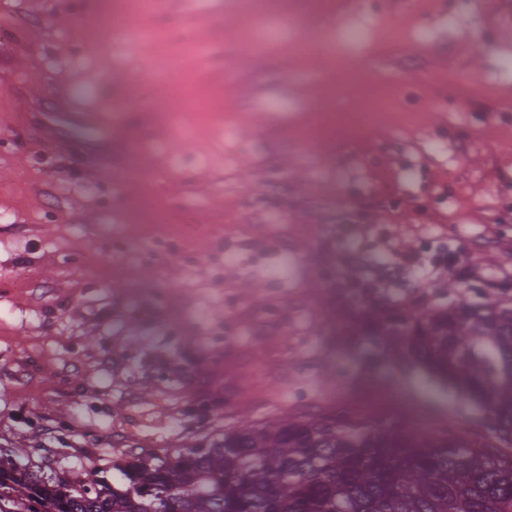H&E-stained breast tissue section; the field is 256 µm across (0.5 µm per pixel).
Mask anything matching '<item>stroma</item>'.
<instances>
[{
  "mask_svg": "<svg viewBox=\"0 0 512 512\" xmlns=\"http://www.w3.org/2000/svg\"><path fill=\"white\" fill-rule=\"evenodd\" d=\"M260 2L251 15L241 0L149 14L138 0H0V458L115 484L130 454L316 415L339 388L353 411L481 426L422 366L392 351L367 362L356 322L512 308L500 0H313L296 27V0ZM109 11L153 41L111 37ZM351 26L363 38L346 97L396 83L414 118L306 139L338 79L302 47ZM163 52L179 55L177 80L157 69ZM454 71L477 88L459 93ZM133 160L144 179L125 176ZM181 220L198 231L172 240Z\"/></svg>",
  "mask_w": 512,
  "mask_h": 512,
  "instance_id": "1",
  "label": "stroma"
}]
</instances>
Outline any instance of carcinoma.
<instances>
[{"instance_id": "carcinoma-1", "label": "carcinoma", "mask_w": 512, "mask_h": 512, "mask_svg": "<svg viewBox=\"0 0 512 512\" xmlns=\"http://www.w3.org/2000/svg\"><path fill=\"white\" fill-rule=\"evenodd\" d=\"M402 358L463 391L485 432H430L346 410L243 424L207 447L136 456L93 489L0 465V512H512V309L460 303L401 318ZM389 319L363 327L390 342ZM162 486L164 502L149 493Z\"/></svg>"}]
</instances>
